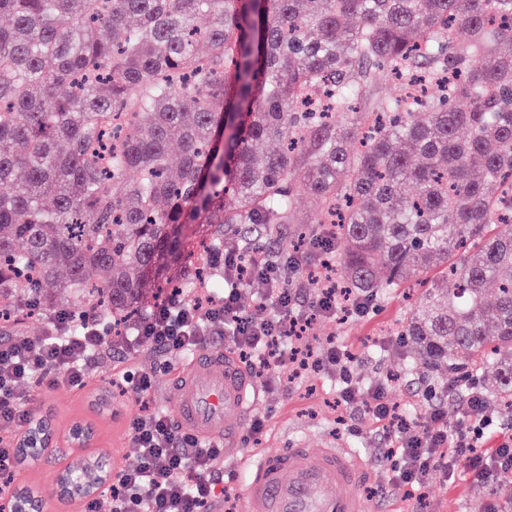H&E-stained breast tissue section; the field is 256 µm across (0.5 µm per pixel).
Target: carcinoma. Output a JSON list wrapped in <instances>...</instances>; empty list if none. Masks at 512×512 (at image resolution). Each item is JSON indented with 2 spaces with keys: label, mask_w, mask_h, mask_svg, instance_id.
<instances>
[{
  "label": "carcinoma",
  "mask_w": 512,
  "mask_h": 512,
  "mask_svg": "<svg viewBox=\"0 0 512 512\" xmlns=\"http://www.w3.org/2000/svg\"><path fill=\"white\" fill-rule=\"evenodd\" d=\"M4 15L0 319L57 308L128 328L185 225L199 248L172 296L224 287L227 240L288 251L280 226L308 192L344 293L422 274L401 335L427 396L490 369V407L512 412V0H0ZM382 69L404 103L375 96ZM97 461L65 470L92 479Z\"/></svg>",
  "instance_id": "1"
}]
</instances>
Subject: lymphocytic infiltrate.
I'll return each mask as SVG.
<instances>
[{"label": "lymphocytic infiltrate", "instance_id": "lymphocytic-infiltrate-1", "mask_svg": "<svg viewBox=\"0 0 512 512\" xmlns=\"http://www.w3.org/2000/svg\"><path fill=\"white\" fill-rule=\"evenodd\" d=\"M307 258L304 252L275 261L228 253L223 258L226 288L221 296L191 303L170 298L151 305L125 335L112 336L94 317L85 319L79 331H71L69 314L60 313L52 318L45 336H16L0 343V426L7 428L24 419L20 385L48 378L84 386L105 342L131 351L139 341L147 340L155 350L173 356L220 336L237 349L251 376L266 384L274 380L278 362L287 355L298 357L299 370L336 373L344 384L339 403H363L378 425L387 443L383 451L387 484L404 499L425 504L428 476L435 468L465 467L478 483L511 477L512 434H501L495 447H485V431L494 417L480 391L457 400V429H449L446 411L433 404L426 409L425 425L418 427L388 400L386 383L365 388L353 382L348 370L352 355L336 342L299 357L295 343L313 316L362 318L371 307L366 298L340 303L332 287L322 289L310 305H303V291L294 287L290 275L302 269ZM256 281L264 286L259 297L249 290ZM130 429L137 463L120 469L107 490L112 512H201L215 498L224 481L215 466L222 448L178 432L163 413L139 416Z\"/></svg>", "mask_w": 512, "mask_h": 512}]
</instances>
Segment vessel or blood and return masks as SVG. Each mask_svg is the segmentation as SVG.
<instances>
[{
	"instance_id": "1",
	"label": "vessel or blood",
	"mask_w": 512,
	"mask_h": 512,
	"mask_svg": "<svg viewBox=\"0 0 512 512\" xmlns=\"http://www.w3.org/2000/svg\"><path fill=\"white\" fill-rule=\"evenodd\" d=\"M259 392L232 351H202L176 379V422L224 442L230 472L242 475L243 512H367L369 468L349 448H284L240 456L234 444Z\"/></svg>"
}]
</instances>
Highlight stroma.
I'll return each instance as SVG.
<instances>
[{
  "instance_id": "stroma-1",
  "label": "stroma",
  "mask_w": 512,
  "mask_h": 512,
  "mask_svg": "<svg viewBox=\"0 0 512 512\" xmlns=\"http://www.w3.org/2000/svg\"><path fill=\"white\" fill-rule=\"evenodd\" d=\"M420 294L419 289L397 292L389 299L377 301L374 310L361 319L316 317L306 338L312 348L334 340L354 356L350 373L360 386L380 381L386 374L396 377L387 388V397L403 412H415V424H423L419 414L424 384L414 366V348L407 340L388 345L396 327ZM161 358L151 343L138 346L135 358L105 346L99 361L88 372L86 384L78 388L66 382L43 385L35 390L22 386L26 410L46 416L56 434L55 451L40 460L21 464L15 470L13 489H29L42 495L48 512H112L108 499L97 498L95 504L84 499H62L52 492L56 474L63 470V459L78 453L67 435L74 423L92 428L91 452L107 459L113 469L135 464L136 455L129 432V422L146 410H169L175 395V368H163ZM145 372L152 376V389L146 401H137L124 391L119 382L125 370ZM340 383L328 372L308 373L293 378L288 387L273 384L262 388V399L255 409L265 420L260 439L242 432L238 445L245 452L272 451L291 444L307 448H326L340 444L357 452L370 466L372 481L364 494L368 512H512V489L502 483L477 484L465 478L446 481L441 469L429 474L430 498L425 510L414 502L386 490V466L382 450L385 446L377 426L369 420L362 406H337Z\"/></svg>"
}]
</instances>
